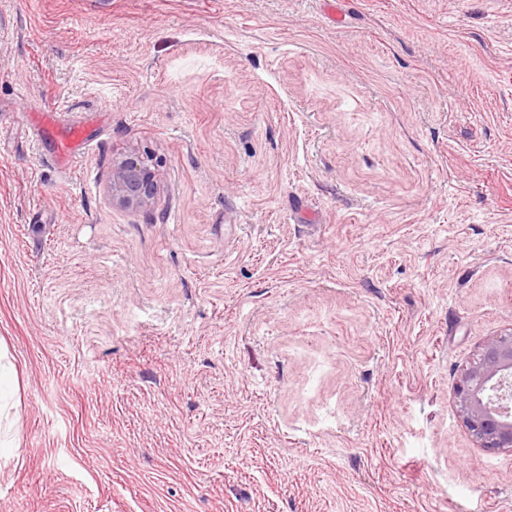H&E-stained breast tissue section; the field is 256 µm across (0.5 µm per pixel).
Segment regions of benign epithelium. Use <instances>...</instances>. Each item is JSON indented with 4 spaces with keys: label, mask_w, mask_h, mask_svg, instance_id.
I'll list each match as a JSON object with an SVG mask.
<instances>
[{
    "label": "benign epithelium",
    "mask_w": 512,
    "mask_h": 512,
    "mask_svg": "<svg viewBox=\"0 0 512 512\" xmlns=\"http://www.w3.org/2000/svg\"><path fill=\"white\" fill-rule=\"evenodd\" d=\"M163 159L150 150L112 163V205L141 210L156 199ZM454 402L462 426L479 448L512 453V328L486 338L458 370Z\"/></svg>",
    "instance_id": "benign-epithelium-1"
}]
</instances>
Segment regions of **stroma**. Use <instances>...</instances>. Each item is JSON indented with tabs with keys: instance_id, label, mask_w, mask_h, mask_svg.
Here are the masks:
<instances>
[{
	"instance_id": "1",
	"label": "stroma",
	"mask_w": 512,
	"mask_h": 512,
	"mask_svg": "<svg viewBox=\"0 0 512 512\" xmlns=\"http://www.w3.org/2000/svg\"><path fill=\"white\" fill-rule=\"evenodd\" d=\"M511 327L512 0H0V512H512ZM57 138L58 157L65 158L66 161L73 155L78 154L84 145L83 131L79 127L58 132ZM163 159L150 150L132 151L112 163V205L129 210L151 207L156 199ZM454 402L478 448L512 453V328L486 338L458 370Z\"/></svg>"
}]
</instances>
